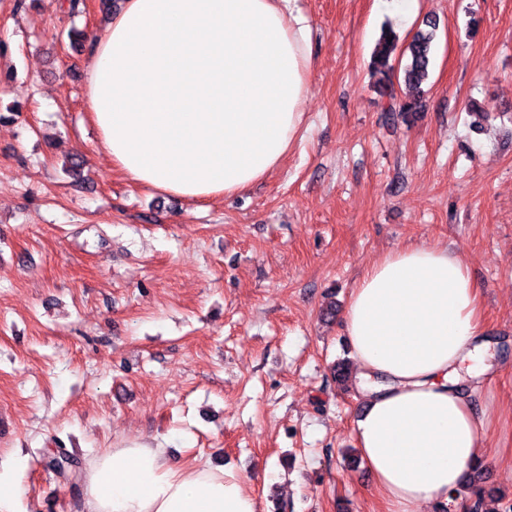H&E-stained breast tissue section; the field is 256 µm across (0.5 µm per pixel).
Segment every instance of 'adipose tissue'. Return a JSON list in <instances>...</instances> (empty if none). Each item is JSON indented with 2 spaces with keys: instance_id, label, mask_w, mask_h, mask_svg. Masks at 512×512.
<instances>
[{
  "instance_id": "adipose-tissue-1",
  "label": "adipose tissue",
  "mask_w": 512,
  "mask_h": 512,
  "mask_svg": "<svg viewBox=\"0 0 512 512\" xmlns=\"http://www.w3.org/2000/svg\"><path fill=\"white\" fill-rule=\"evenodd\" d=\"M314 66L288 0H124L93 44L88 109L116 170L208 201L291 151ZM342 325L365 400L358 446L386 512L446 500L484 453L460 386L488 351L468 267L437 245L393 250L356 282ZM85 479L88 512H258L240 477L161 448L101 449Z\"/></svg>"
}]
</instances>
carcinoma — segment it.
Returning a JSON list of instances; mask_svg holds the SVG:
<instances>
[{"label":"carcinoma","instance_id":"1","mask_svg":"<svg viewBox=\"0 0 512 512\" xmlns=\"http://www.w3.org/2000/svg\"><path fill=\"white\" fill-rule=\"evenodd\" d=\"M426 26L427 29H420L413 35L403 51L407 56V63L402 70V81L406 88L404 95L397 94L393 81V60L399 42L397 34L390 29L384 30L371 55V78L382 94L389 99L384 109L385 120L388 122L419 112L423 107L421 87L429 78L434 41L432 28L435 24L429 21ZM50 461L60 476L80 478L81 470L77 469V466L81 465V462L76 457L62 450L59 455L50 457Z\"/></svg>","mask_w":512,"mask_h":512}]
</instances>
